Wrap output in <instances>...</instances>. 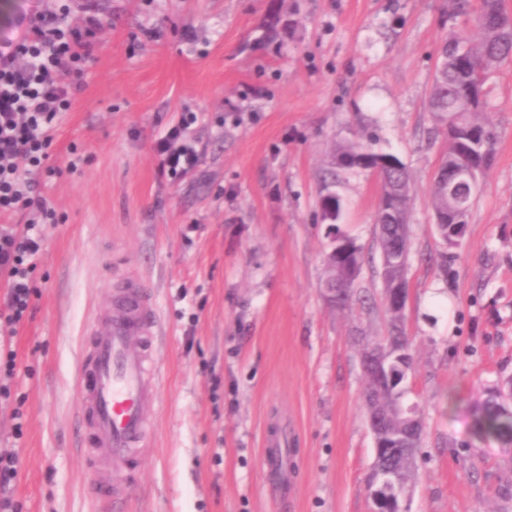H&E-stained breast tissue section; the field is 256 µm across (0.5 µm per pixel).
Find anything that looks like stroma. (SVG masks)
Masks as SVG:
<instances>
[{
	"label": "stroma",
	"mask_w": 512,
	"mask_h": 512,
	"mask_svg": "<svg viewBox=\"0 0 512 512\" xmlns=\"http://www.w3.org/2000/svg\"><path fill=\"white\" fill-rule=\"evenodd\" d=\"M87 86L53 130L39 192L53 209L33 309L1 342L0 452L19 512H100L80 446L77 369L114 286L156 305L157 403L123 512H370L375 460L360 337L386 335L373 241L379 183L347 174L339 229L364 248L347 310L319 288L331 247L320 173L334 145L374 141L409 170L405 405L425 429L406 512H512V448L472 433L512 379V61L486 83L497 140L464 237L438 236L429 189L444 151L426 109L438 50L474 35L443 0H99ZM282 22L270 38L262 26ZM186 124L196 169L152 145ZM24 413L15 438L12 412ZM288 464L271 477L266 442Z\"/></svg>",
	"instance_id": "stroma-1"
}]
</instances>
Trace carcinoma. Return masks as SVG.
<instances>
[{"mask_svg": "<svg viewBox=\"0 0 512 512\" xmlns=\"http://www.w3.org/2000/svg\"><path fill=\"white\" fill-rule=\"evenodd\" d=\"M448 21L461 17L474 19L477 36H454L440 47L427 109L439 130L446 133L447 148L439 169L448 172L472 166L486 173L491 166L494 151V128L484 118L485 83L502 63L512 60V18L503 6V0H448ZM374 166L382 171L381 191L386 201L378 204L376 213V250L385 257L382 268L390 282L407 278L411 249L408 219L412 193L411 176L394 155L377 151L360 142L348 141L338 145L321 177L320 202L334 208L333 223L338 224L343 214L341 196L328 197L335 191L341 174L366 170ZM430 201L435 213H448V195L432 185ZM355 252L343 259L326 260V268L336 272V284L341 288L336 308L340 310L362 301L355 288L356 278L348 263H364L363 247L352 242ZM388 335L376 340L374 348L386 345L400 348L412 364L410 340L403 328V318L388 315ZM366 385L363 391L364 415L371 432L378 433L390 448L375 459L374 468L389 466L392 460L410 448L423 445V425L419 418L392 410L374 398L373 371L362 364ZM473 428L482 439H492L505 447L512 446V405L496 392L477 404Z\"/></svg>", "mask_w": 512, "mask_h": 512, "instance_id": "cac0c4a2", "label": "carcinoma"}]
</instances>
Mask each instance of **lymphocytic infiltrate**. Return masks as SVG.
Wrapping results in <instances>:
<instances>
[{
	"mask_svg": "<svg viewBox=\"0 0 512 512\" xmlns=\"http://www.w3.org/2000/svg\"><path fill=\"white\" fill-rule=\"evenodd\" d=\"M81 23L69 11H29L10 22L15 33L0 38V274L8 289L0 303V326L12 330L23 322L36 291L30 274L42 250L40 217L49 215L38 191V174L49 159L52 130L86 87V65L102 28L94 0H87ZM175 126L154 144L170 175L183 177L198 156ZM33 218L23 227L9 224L15 212Z\"/></svg>",
	"mask_w": 512,
	"mask_h": 512,
	"instance_id": "obj_1",
	"label": "lymphocytic infiltrate"
}]
</instances>
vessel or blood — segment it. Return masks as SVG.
Instances as JSON below:
<instances>
[{
  "label": "vessel or blood",
  "instance_id": "obj_1",
  "mask_svg": "<svg viewBox=\"0 0 512 512\" xmlns=\"http://www.w3.org/2000/svg\"><path fill=\"white\" fill-rule=\"evenodd\" d=\"M158 314L143 285L129 281L115 290L112 311L93 321L77 375L84 454L96 501L115 509L135 483L138 450L149 431L154 399ZM124 466L113 478L112 463Z\"/></svg>",
  "mask_w": 512,
  "mask_h": 512
}]
</instances>
